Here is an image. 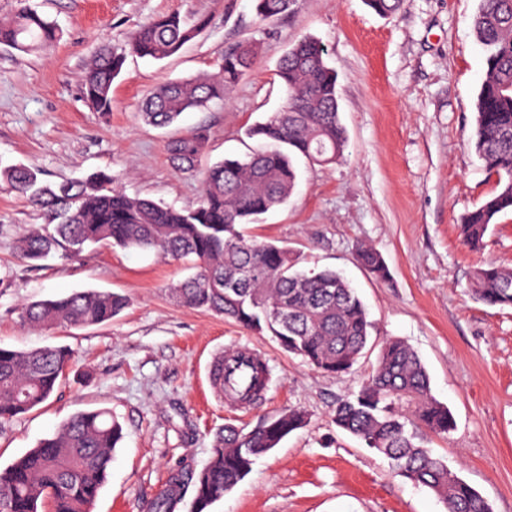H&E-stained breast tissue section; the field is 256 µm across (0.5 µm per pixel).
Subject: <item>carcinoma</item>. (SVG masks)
I'll return each mask as SVG.
<instances>
[{
	"mask_svg": "<svg viewBox=\"0 0 512 512\" xmlns=\"http://www.w3.org/2000/svg\"><path fill=\"white\" fill-rule=\"evenodd\" d=\"M293 0H254L261 22L290 10ZM403 0H365L377 15L396 13ZM209 21L161 15L133 33L129 50L105 49L87 68L83 94L97 112L112 111V83L123 72L127 54L161 61L197 38ZM471 27L485 52L486 76L476 98L474 151L496 187L461 220L465 246L478 250L496 219L512 212V0H479ZM59 39L55 23L25 6L0 22V44L28 53ZM257 60L255 47L241 43L224 52L212 75L165 81L144 101L146 122L167 127L183 113L223 101ZM285 105L249 135L267 143L245 159H222L201 170V198L192 208H175L127 195L109 173L96 172L58 185L42 183L38 170L23 164L0 171L12 188L44 217V232L19 238L15 250L33 266L53 253L75 256L88 245L154 250L175 261H190L196 272L170 288L179 303L234 320L241 327L269 332L288 352L331 376L351 372L370 340L368 311L348 280L331 269L303 271L298 258L271 241L246 240L240 225L285 204L297 183L293 157L329 165L344 156L348 137L338 103L337 76L324 46L304 37L276 65ZM207 133L198 128L166 143L178 168L198 170ZM360 264L381 280L389 276L381 253L362 245ZM246 268L255 270L246 278ZM473 299L512 308V268L489 263L472 275ZM127 306L112 291L87 289L26 303L24 324L52 330L108 323ZM72 352L45 345L27 351L0 347V427L48 401L60 387ZM218 397L236 390L219 361L208 370ZM333 422L388 459L400 476L432 491L445 512H492L488 501L448 469L418 436L423 427L448 435L454 418L436 401L428 372L400 339L384 341L360 388L336 404ZM307 417L291 410L256 430L233 427L218 434L206 466L196 475L176 472L168 488L148 505L149 512H174L186 484H193L192 512H208L213 502L252 470L256 459L304 427ZM122 427L106 409L81 412L51 436L0 468V512H92L107 481Z\"/></svg>",
	"mask_w": 512,
	"mask_h": 512,
	"instance_id": "carcinoma-1",
	"label": "carcinoma"
}]
</instances>
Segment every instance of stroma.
<instances>
[{"mask_svg": "<svg viewBox=\"0 0 512 512\" xmlns=\"http://www.w3.org/2000/svg\"><path fill=\"white\" fill-rule=\"evenodd\" d=\"M26 4L54 21L61 39L29 55L0 45V168L31 165L51 183L104 171L128 195L178 208L197 203L201 184L170 161L172 132L206 128V165L257 149L247 128L285 102L273 76L279 59L302 36L324 44L338 79L345 156L325 166L296 158L287 204L247 233L288 245L305 267L344 273L368 310L376 345L399 338L412 346L433 397L454 417L448 436L424 433L427 448L492 512H512V309L467 291L476 268L512 266V213L478 250L458 230L495 186L470 142L485 76L470 24L478 0H405L388 17L363 0H295L267 22L258 21L253 0H0V21ZM176 11L210 24L164 61L128 57L111 112L94 111L82 83L96 51L124 47L139 26ZM244 41L255 45L257 63L226 104L185 113L173 130L142 120L141 102L160 83L213 73L214 61ZM43 222L0 180V346L73 351L57 393L0 429V468L73 415L105 408L123 439L92 512H147L172 473L205 467L219 430L249 431L299 410L306 426L262 455L210 512H444L430 490L333 422L337 400L358 390L375 364L376 346L353 372L326 375L269 334L176 302L169 289L188 271L152 251L88 248L31 267L13 243ZM363 244L381 252L388 280L360 266ZM86 288L124 294L128 306L106 325L46 333L21 322L24 302ZM237 345L256 350L271 370L267 391L246 406L217 400L207 379L213 355Z\"/></svg>", "mask_w": 512, "mask_h": 512, "instance_id": "1", "label": "stroma"}]
</instances>
